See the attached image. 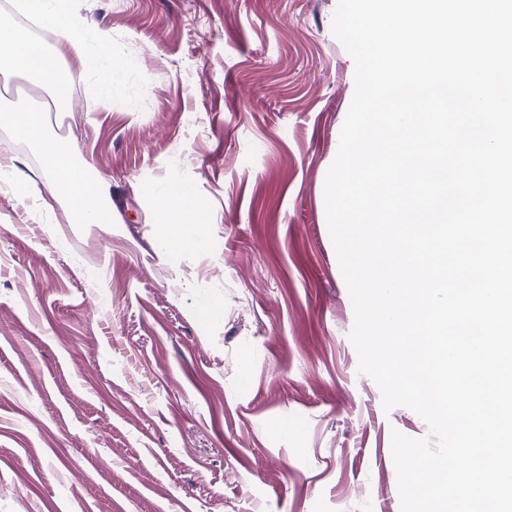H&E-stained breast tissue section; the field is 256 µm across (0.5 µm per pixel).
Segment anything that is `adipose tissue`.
Masks as SVG:
<instances>
[{
    "mask_svg": "<svg viewBox=\"0 0 512 512\" xmlns=\"http://www.w3.org/2000/svg\"><path fill=\"white\" fill-rule=\"evenodd\" d=\"M29 12L40 26L71 45L78 69L93 77L103 93H110L115 71L106 67L111 54L107 33H100L97 53H87L79 36L84 20L69 13L64 0H28ZM16 71L34 86H51L58 104H65L68 88L56 54L38 45L29 33L0 24V71ZM15 133L36 144L44 161V184L25 183L23 196L39 198L42 204L65 201L70 223L109 226L119 216L112 202V182L91 164H76L77 148L62 149L44 130L41 113L17 109L0 115ZM160 209L154 225V242L172 263L179 265L188 254L205 251L209 240L205 232L208 213L194 187L170 180L153 189Z\"/></svg>",
    "mask_w": 512,
    "mask_h": 512,
    "instance_id": "obj_1",
    "label": "adipose tissue"
}]
</instances>
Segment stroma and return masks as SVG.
<instances>
[{
  "label": "stroma",
  "instance_id": "1",
  "mask_svg": "<svg viewBox=\"0 0 512 512\" xmlns=\"http://www.w3.org/2000/svg\"><path fill=\"white\" fill-rule=\"evenodd\" d=\"M336 5L68 0L87 42L111 36L106 97L44 34L72 81L46 131L111 176L121 221L0 181V512H401L392 434L429 427L384 409L349 338L324 197L355 93ZM4 139L0 164L42 180ZM170 179L209 215L177 268L152 236Z\"/></svg>",
  "mask_w": 512,
  "mask_h": 512
}]
</instances>
